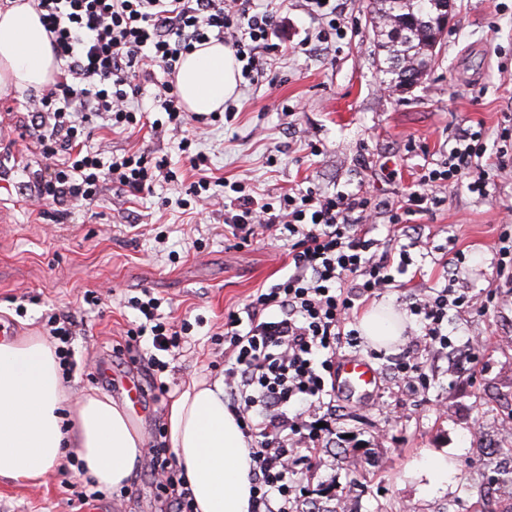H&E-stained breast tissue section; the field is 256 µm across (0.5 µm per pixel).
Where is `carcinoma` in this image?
I'll return each instance as SVG.
<instances>
[{
    "mask_svg": "<svg viewBox=\"0 0 512 512\" xmlns=\"http://www.w3.org/2000/svg\"><path fill=\"white\" fill-rule=\"evenodd\" d=\"M366 9L390 83L398 85L404 77L420 81L440 43V29L426 0H367Z\"/></svg>",
    "mask_w": 512,
    "mask_h": 512,
    "instance_id": "obj_1",
    "label": "carcinoma"
}]
</instances>
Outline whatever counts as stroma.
Returning a JSON list of instances; mask_svg holds the SVG:
<instances>
[{
    "label": "stroma",
    "mask_w": 512,
    "mask_h": 512,
    "mask_svg": "<svg viewBox=\"0 0 512 512\" xmlns=\"http://www.w3.org/2000/svg\"><path fill=\"white\" fill-rule=\"evenodd\" d=\"M353 32L316 41L318 25L301 0H273L283 22L271 37L258 83L239 80L232 121L211 123L200 148L210 159L218 187L206 214L181 205L186 186L198 180L176 140L148 131L131 135L94 129L91 144L106 154L145 151L168 156L174 180L127 203L107 188L91 205H70L55 222L34 211L28 176L38 169L26 134L28 96L0 94V324L15 336H44L45 314L59 311L81 320L72 341L78 371L65 385L72 398L99 394L123 401L118 381L146 378L128 356L116 353L136 318L128 300L150 290L160 312L188 324L179 354L167 357L162 378L171 392L193 380L214 381L224 369V316L241 309L256 288L288 272V247L256 237L235 248L224 234L223 183H240L276 197L316 185L328 192L364 188L395 201L421 171L440 164L447 142L460 129L483 126L495 138L504 114H512V83L500 79L497 51L512 60V0H454L438 61L417 84L380 93L390 77L374 47L363 0H346ZM400 173L388 176L389 169ZM512 206V170L497 173L479 199L457 187L442 206L420 217L424 247L432 259L407 290L388 291L367 309L404 313L408 293L444 286L441 258L449 246L467 256L460 287L490 296L485 314L449 311L456 341L468 335L496 337L479 369L451 367L446 352L426 356L430 386L416 393L398 382L392 364L405 342L361 354L376 368L380 385L369 401L338 393L341 435L320 457L319 480L335 483L299 505V512H512V486L489 498L491 478L512 476V289L493 288V213ZM97 292L98 307L83 301ZM110 364L111 378L99 376ZM448 461L447 476L430 469ZM84 474L55 467L42 483L0 478V512H83L77 494ZM112 512H164L166 495L137 462L127 486L104 492Z\"/></svg>",
    "instance_id": "stroma-1"
}]
</instances>
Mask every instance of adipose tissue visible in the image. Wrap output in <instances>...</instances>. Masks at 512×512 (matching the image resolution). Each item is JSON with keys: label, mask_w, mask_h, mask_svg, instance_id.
<instances>
[{"label": "adipose tissue", "mask_w": 512, "mask_h": 512, "mask_svg": "<svg viewBox=\"0 0 512 512\" xmlns=\"http://www.w3.org/2000/svg\"><path fill=\"white\" fill-rule=\"evenodd\" d=\"M59 71L39 14L29 0H11L0 9V91L46 87ZM237 80L233 52L217 41L185 56L175 74L184 108L198 115L222 110ZM67 400L54 349L44 338L0 341V477L44 479L71 450L97 489L120 490L141 457V430L106 396H82L70 415ZM166 435L194 512H251V450L224 405L223 384L194 381L177 392Z\"/></svg>", "instance_id": "adipose-tissue-1"}]
</instances>
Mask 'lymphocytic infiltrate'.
<instances>
[{"mask_svg":"<svg viewBox=\"0 0 512 512\" xmlns=\"http://www.w3.org/2000/svg\"><path fill=\"white\" fill-rule=\"evenodd\" d=\"M49 33L53 52L63 63L58 79L31 98V128L43 164L35 176L34 201L60 210L73 202H95L104 184L131 196L151 191L170 165L168 157L145 152L103 156L90 144L93 121L125 131L144 125L156 112L155 132L178 136V149L200 177L185 193L208 204V156L197 150L198 130L189 128L173 77L181 59L219 41L243 61L245 78L264 72L268 35L280 24L267 0H32ZM147 61L164 75L150 109L139 105L142 87L136 69ZM501 143L488 156L486 135L457 133L440 167L420 173L399 205L378 200L366 190L328 193L310 186L277 197H257L233 186L224 205V224L240 244L266 235L288 244L291 262L279 282L256 289L242 310L224 318V403L242 424L251 443L253 512H296L310 495L316 460L336 431V362L359 349L362 338L354 310L395 287L407 274L417 239L396 242L378 253L370 230L378 215L407 228L417 216L439 207L443 188L466 186L487 194L490 169L512 166V125L500 127ZM466 261L455 252L447 263L444 288L413 296L407 307L417 325L409 349L394 371L416 390L430 386L424 355L454 349L462 364L477 366L487 339L456 345L448 332L452 308L485 312L477 296L453 281ZM138 322L126 332L125 348L154 390L165 392L161 353L179 349L182 333L164 321L153 295L132 297ZM48 334L63 372L76 369L70 345L78 323L51 313ZM157 483L170 497L171 512H194L182 472L167 455L165 442L147 450Z\"/></svg>","mask_w":512,"mask_h":512,"instance_id":"1","label":"lymphocytic infiltrate"}]
</instances>
